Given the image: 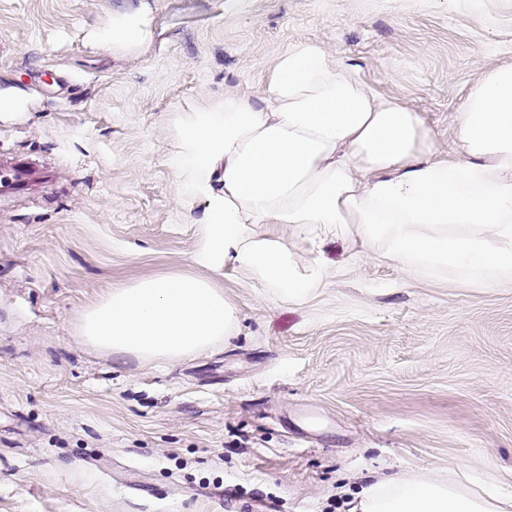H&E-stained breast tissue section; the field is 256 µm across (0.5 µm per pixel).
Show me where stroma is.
<instances>
[{
  "mask_svg": "<svg viewBox=\"0 0 512 512\" xmlns=\"http://www.w3.org/2000/svg\"><path fill=\"white\" fill-rule=\"evenodd\" d=\"M151 19L115 53L92 33ZM418 112L456 155V116L512 63V0H0V512H346L342 477L448 474L512 487V285L408 277L325 241L304 303L192 263L165 122L255 90L297 41ZM211 277L237 310L223 348L165 368L78 338L104 289ZM149 22L143 15L113 16L112 21L99 28L95 42L113 52L133 53L143 49L149 41Z\"/></svg>",
  "mask_w": 512,
  "mask_h": 512,
  "instance_id": "stroma-1",
  "label": "stroma"
}]
</instances>
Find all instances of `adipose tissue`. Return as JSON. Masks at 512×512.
Returning a JSON list of instances; mask_svg holds the SVG:
<instances>
[{"mask_svg":"<svg viewBox=\"0 0 512 512\" xmlns=\"http://www.w3.org/2000/svg\"><path fill=\"white\" fill-rule=\"evenodd\" d=\"M98 45L133 53L149 41L142 15H119ZM179 149L177 199L197 200L195 262L234 265L288 301L323 282L319 261L258 232L287 224L310 245L349 236L417 276L512 284V64L486 69L456 117L460 159L439 158L418 113L377 96L355 71L299 41L263 88L204 98L166 118ZM88 346L144 365L223 347L236 309L190 273L106 289L79 319ZM350 512H512V494L438 476H384L361 486Z\"/></svg>","mask_w":512,"mask_h":512,"instance_id":"adipose-tissue-1","label":"adipose tissue"}]
</instances>
